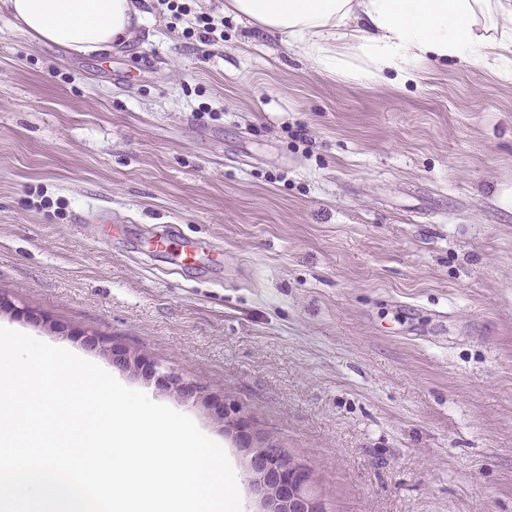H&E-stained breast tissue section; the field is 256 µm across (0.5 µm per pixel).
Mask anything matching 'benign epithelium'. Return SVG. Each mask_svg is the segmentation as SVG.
<instances>
[{
    "label": "benign epithelium",
    "instance_id": "1",
    "mask_svg": "<svg viewBox=\"0 0 512 512\" xmlns=\"http://www.w3.org/2000/svg\"><path fill=\"white\" fill-rule=\"evenodd\" d=\"M87 341L119 370L148 382L152 380L158 389L181 401L201 403L244 453L250 486L260 504L258 512H328L312 469L292 459L286 449L260 432L248 413L225 404L222 399L207 396L197 386L184 381L179 373L123 343L102 342L92 336Z\"/></svg>",
    "mask_w": 512,
    "mask_h": 512
}]
</instances>
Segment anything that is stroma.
Returning <instances> with one entry per match:
<instances>
[{
  "instance_id": "35a3bbf8",
  "label": "stroma",
  "mask_w": 512,
  "mask_h": 512,
  "mask_svg": "<svg viewBox=\"0 0 512 512\" xmlns=\"http://www.w3.org/2000/svg\"><path fill=\"white\" fill-rule=\"evenodd\" d=\"M106 56L0 11V327L112 368L125 343L250 414L329 512H512V78L425 59L361 77L194 0ZM91 223H80L81 215ZM223 250L169 273L164 229ZM226 451L202 405L122 371ZM184 33L188 38L195 37L204 45H215L219 40L222 42L224 40V20L216 19L204 12L196 13L193 26H188Z\"/></svg>"
}]
</instances>
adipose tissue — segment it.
<instances>
[{"label":"adipose tissue","mask_w":512,"mask_h":512,"mask_svg":"<svg viewBox=\"0 0 512 512\" xmlns=\"http://www.w3.org/2000/svg\"><path fill=\"white\" fill-rule=\"evenodd\" d=\"M16 25L78 54L107 53L132 36L131 0H0ZM227 11L289 38L316 65L341 69L336 31L370 62L410 77L413 64L512 48V0H228Z\"/></svg>","instance_id":"obj_1"}]
</instances>
